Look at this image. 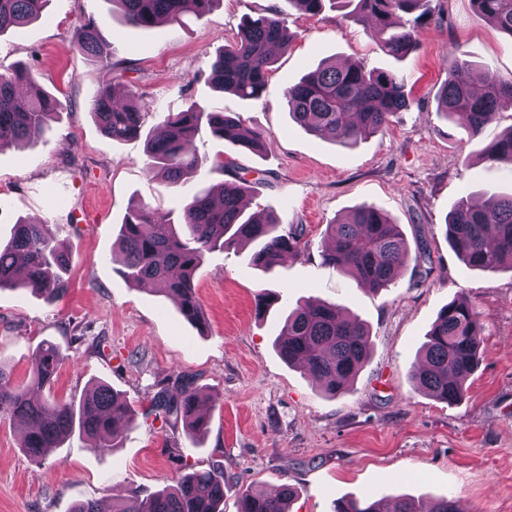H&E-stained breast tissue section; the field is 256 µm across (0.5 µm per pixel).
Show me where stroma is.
I'll return each instance as SVG.
<instances>
[{
  "label": "stroma",
  "instance_id": "35a3bbf8",
  "mask_svg": "<svg viewBox=\"0 0 512 512\" xmlns=\"http://www.w3.org/2000/svg\"><path fill=\"white\" fill-rule=\"evenodd\" d=\"M281 3L221 0L204 18L140 29L113 13L110 0H52L46 18L0 35V73L30 65L41 88L65 104L38 139L0 148V239L17 221L41 217L74 256L68 291L55 302L0 290V367L24 380L49 341L66 355L52 389L57 398L80 397L102 381L137 412L114 446L91 450L74 435L38 464L20 447L19 423L0 409V512H72L84 501L108 510L124 496L173 485L185 462L223 468L224 512H237L247 487L283 483L295 490L290 512L403 495L423 505L452 496L467 512H512V271L468 269L445 235L463 193L477 201L512 193V164L480 158L512 126V110L472 139L438 115L436 100L455 50L472 62L473 75L489 68L512 77V37L470 0H431L434 22L420 30L419 51L398 60L342 12L291 8L293 39L277 53L262 97L216 89L209 74L218 51L243 18ZM90 15L103 21L118 70L75 50L74 26ZM328 60L407 74L410 108L352 148L311 134L290 119L284 91ZM113 80L134 88L146 126L194 103L238 115L261 133L265 149L239 152L201 127L192 146L208 166L171 185L150 173L144 139L112 141L94 122L90 99ZM219 155L233 172L211 166ZM236 172L253 183L246 214L276 213L302 237L266 273L252 265V246L209 253L194 280L205 318L199 327L161 292L129 283L112 244L132 202L177 223L185 199ZM364 203L387 212L409 246L395 287L377 293L323 263L327 225ZM263 293L272 298L264 308L257 304ZM461 297L485 331L466 393L448 404L415 389L410 370L441 308ZM307 299L340 306L370 331L367 363L336 396L273 347L279 322ZM183 375L209 398L201 439L143 415L160 389L176 393Z\"/></svg>",
  "mask_w": 512,
  "mask_h": 512
}]
</instances>
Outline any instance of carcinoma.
I'll use <instances>...</instances> for the list:
<instances>
[{"label": "carcinoma", "instance_id": "cac0c4a2", "mask_svg": "<svg viewBox=\"0 0 512 512\" xmlns=\"http://www.w3.org/2000/svg\"><path fill=\"white\" fill-rule=\"evenodd\" d=\"M49 0H0V34L23 28L41 18ZM125 21L147 29L165 20L179 23L186 15L202 18L221 0H110ZM429 0H338L364 29L380 38L384 52L406 58L419 49L418 32L431 17ZM474 10L498 30L512 36V0H471ZM284 10L246 20L234 43L224 46L211 63L210 80L222 91L243 100L259 98L274 63L272 49L288 46L290 36ZM73 42L85 57L95 61L109 56L101 23L83 19L73 30ZM470 61L451 53L448 77L438 95V114L445 121L462 120L470 137L479 136L498 112L512 109V79L486 70L483 88L473 91ZM407 77L390 71H367L332 63L305 75L285 91L288 114L314 135L348 148L385 130L392 118L411 105ZM62 103L40 89L33 71L17 67L0 74V146L31 141L39 136L47 117ZM100 131L121 142L137 138L144 128V108L135 93L115 99L112 84L98 88L91 104ZM241 150L258 152L262 136L230 113L207 112L192 104L169 112L146 135L149 169L172 185L199 174L206 160L188 150L198 129ZM484 159L512 163V127L484 149ZM250 189L238 175L219 187L201 188L183 207L182 221L142 202L132 203L120 225L113 247L123 257V276L133 284L157 282L160 291L176 302L189 322H203L194 278L207 254L235 243L255 245L252 263L272 270L281 256L298 249L301 234L285 227L272 213L262 219L244 216L241 201ZM448 244L463 263L480 271L512 268V193L496 195L481 207L471 196L460 197L447 217ZM330 251L326 265L351 275L370 292L396 283L409 257L408 245L396 224L382 209L363 204L339 224L328 225ZM73 261L51 225L25 220L14 225L9 240L0 241V290L27 287L52 302L67 284L61 272ZM483 327L474 307L454 300L443 307L427 333L420 359L412 366L413 386L433 398L453 403L462 398L466 384L480 360ZM275 348L288 364L302 368L330 395L349 389L370 353L369 330L356 316L343 315L339 306L306 300L288 312L280 326ZM65 360L60 348L41 344L33 355L31 382L51 386ZM204 396L188 377L178 379V396L157 392L147 415L165 424H182L186 433H204L209 420L200 414ZM26 424L20 448L35 462H43L65 438L78 432L89 448L107 446L134 419L131 406L105 383L88 387L77 399L60 401L51 396L35 400L29 388L13 383L0 368V406ZM293 489L283 484L274 493L249 487L238 500L237 512H288ZM113 512H224V471L219 466L191 469L175 485L141 497L132 494ZM334 512H458L456 500L437 499L428 508L409 497L392 500L388 511L379 500L351 499L336 503Z\"/></svg>", "mask_w": 512, "mask_h": 512}]
</instances>
